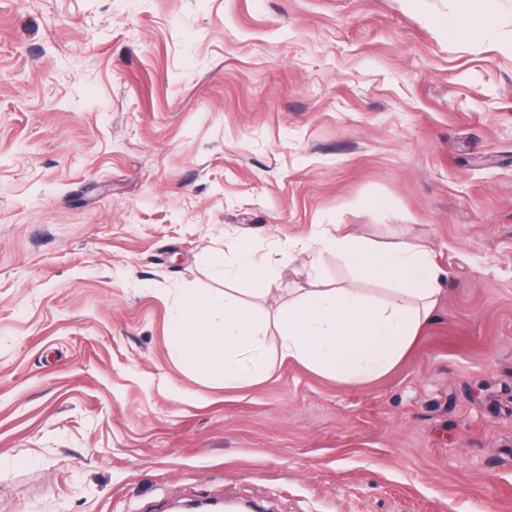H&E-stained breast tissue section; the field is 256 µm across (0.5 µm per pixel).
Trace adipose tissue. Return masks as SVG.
Masks as SVG:
<instances>
[{"instance_id":"obj_1","label":"adipose tissue","mask_w":512,"mask_h":512,"mask_svg":"<svg viewBox=\"0 0 512 512\" xmlns=\"http://www.w3.org/2000/svg\"><path fill=\"white\" fill-rule=\"evenodd\" d=\"M335 252L363 282L391 284L394 298L380 304L359 289L331 287L318 273L320 251ZM303 287L295 289L275 319L254 315L232 291L215 296L204 289L183 294L181 315L170 334L183 367L227 388L245 386L237 358L266 350L259 371L267 378L288 360L346 388L368 385L391 372L419 333L434 320L442 271L418 246H378L342 232H314L307 240ZM224 279L273 285L271 270L248 248L238 249L221 271Z\"/></svg>"}]
</instances>
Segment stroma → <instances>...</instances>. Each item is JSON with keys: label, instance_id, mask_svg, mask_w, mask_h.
<instances>
[{"label": "stroma", "instance_id": "35a3bbf8", "mask_svg": "<svg viewBox=\"0 0 512 512\" xmlns=\"http://www.w3.org/2000/svg\"><path fill=\"white\" fill-rule=\"evenodd\" d=\"M0 0V512H512V0ZM427 248L435 321L355 390L182 369L236 244Z\"/></svg>", "mask_w": 512, "mask_h": 512}]
</instances>
